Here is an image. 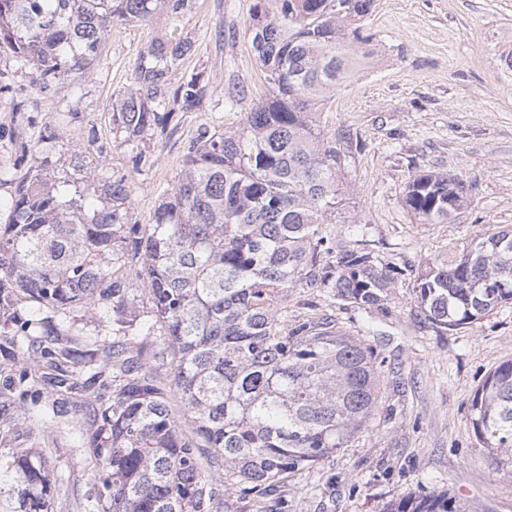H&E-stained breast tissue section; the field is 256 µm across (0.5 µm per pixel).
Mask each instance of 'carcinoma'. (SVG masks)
I'll return each mask as SVG.
<instances>
[{
	"mask_svg": "<svg viewBox=\"0 0 512 512\" xmlns=\"http://www.w3.org/2000/svg\"><path fill=\"white\" fill-rule=\"evenodd\" d=\"M376 0H270L249 22L269 91L238 128L197 129L182 169L145 224L131 223L133 183L114 175L89 194L80 183L98 160L44 152V127L19 144L30 159L0 225V299L12 289L62 311H112L124 342L112 346V399L93 410L100 512H213L221 491L205 475L156 377L132 352L155 326L172 354L174 385L197 435L224 460L242 494L339 448L374 415L373 347L328 319L288 327L280 305L300 282L328 288L362 310L389 312L405 269L366 239L322 235L341 215L346 152L320 114L369 63L362 22ZM195 0H0V45L35 69L39 88L94 71L117 22L164 14L173 31L146 43L132 88L112 109L113 128L134 143L170 126V102L188 111L202 90L172 74L194 52L178 34ZM71 169L64 178L56 169ZM473 184L436 171L407 183L404 204L421 224H446L472 203ZM142 264L149 311L132 313L130 284L114 267ZM412 291L417 316L439 332L472 324L512 302V228L450 259H424ZM474 435L493 472L512 478V360L471 401ZM56 479L40 457L15 448L0 459V512H51ZM386 512H464L446 495L403 499Z\"/></svg>",
	"mask_w": 512,
	"mask_h": 512,
	"instance_id": "1",
	"label": "carcinoma"
}]
</instances>
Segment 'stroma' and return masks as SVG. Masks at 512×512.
Masks as SVG:
<instances>
[{
  "instance_id": "1",
  "label": "stroma",
  "mask_w": 512,
  "mask_h": 512,
  "mask_svg": "<svg viewBox=\"0 0 512 512\" xmlns=\"http://www.w3.org/2000/svg\"><path fill=\"white\" fill-rule=\"evenodd\" d=\"M258 0H196L181 28L195 44L173 85L197 80L203 94L175 128L151 131L136 145L147 162L132 172L130 149L112 128V104L132 83L145 43L169 32L151 26L115 25L102 45V64L81 87L63 83L38 92L33 68H17L0 48V224L10 218V179L26 168L16 151L18 102L34 101L36 126L54 127L53 154L75 149L101 153L97 181L131 174L132 218L146 222L161 192L181 169L199 125L236 129L267 87L251 49L247 24ZM364 34L376 56L342 86L321 122L328 133L349 134L345 178L352 191L343 211L356 215L386 261L416 265L449 257L474 238L512 226V71L502 61L512 48V0H377ZM238 103L227 108L229 94ZM434 169L474 185L473 204L445 224H418L403 196L418 171ZM285 323L330 319L339 330L373 346L384 363L373 418L325 460L241 496L224 462L195 433L175 390L164 336L141 344L173 415L191 438L202 469L223 487L215 512H386L396 500L432 491L447 493L464 512H512V478L492 474L479 450L470 403L488 374L512 360V303L464 328L439 332L415 316L410 281L398 284L390 316L358 310L329 289L303 283L289 289ZM59 328L60 346L94 356L95 378L58 395L51 382L28 375L45 362L47 324ZM26 357H12L11 338ZM113 340L112 318L80 308L66 313L15 294L0 304V390L10 398V421L0 426V454L37 449L53 470L51 512H96L93 450L96 424L90 405L112 395V368L103 359Z\"/></svg>"
}]
</instances>
